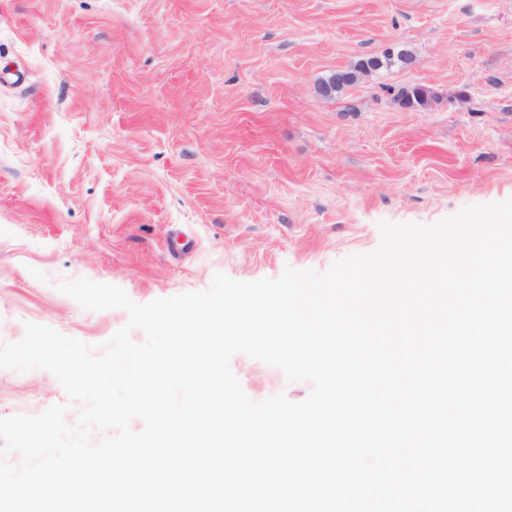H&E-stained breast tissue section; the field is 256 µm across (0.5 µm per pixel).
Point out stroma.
<instances>
[{"mask_svg": "<svg viewBox=\"0 0 512 512\" xmlns=\"http://www.w3.org/2000/svg\"><path fill=\"white\" fill-rule=\"evenodd\" d=\"M400 47L414 58L338 96L319 81ZM436 97L405 110L393 90ZM512 198V0H0V342L26 324L89 345L146 304L326 272L379 222L430 225ZM246 394L307 382L235 355ZM69 403L46 370L0 369V418Z\"/></svg>", "mask_w": 512, "mask_h": 512, "instance_id": "obj_1", "label": "stroma"}]
</instances>
